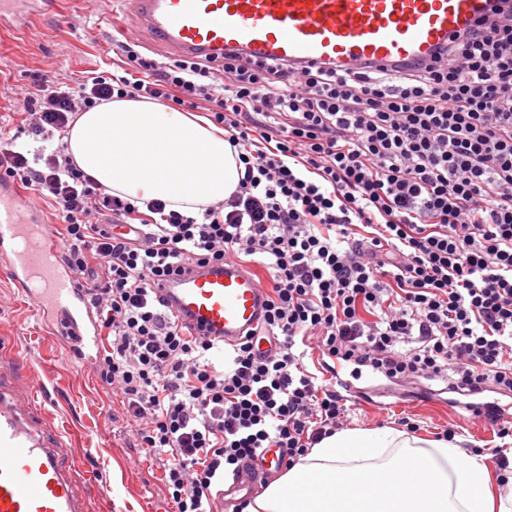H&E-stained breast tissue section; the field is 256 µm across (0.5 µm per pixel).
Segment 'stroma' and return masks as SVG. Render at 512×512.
I'll return each mask as SVG.
<instances>
[{
	"label": "stroma",
	"mask_w": 512,
	"mask_h": 512,
	"mask_svg": "<svg viewBox=\"0 0 512 512\" xmlns=\"http://www.w3.org/2000/svg\"><path fill=\"white\" fill-rule=\"evenodd\" d=\"M70 8V22L50 12L38 16L24 34L0 30V127L18 129L21 117L14 94L40 80L62 76L77 81L93 71L126 75L128 67L112 42L113 22L124 24L144 56L169 62V55L136 27L125 0H72ZM0 345L24 357L27 367L18 374L16 386L22 390L33 381L43 385V416L64 430L69 455L96 479L91 512H100L107 502L112 512H171L161 468L135 447L94 360L71 357L69 344L41 323L34 304L1 275ZM342 377L356 389L358 408L351 427H393L399 418L412 416L424 438L456 423L462 448L497 443L484 423L468 421L450 406L441 382H391L366 370L357 378L348 371Z\"/></svg>",
	"instance_id": "35a3bbf8"
}]
</instances>
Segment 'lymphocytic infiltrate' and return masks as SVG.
Listing matches in <instances>:
<instances>
[{
	"label": "lymphocytic infiltrate",
	"mask_w": 512,
	"mask_h": 512,
	"mask_svg": "<svg viewBox=\"0 0 512 512\" xmlns=\"http://www.w3.org/2000/svg\"><path fill=\"white\" fill-rule=\"evenodd\" d=\"M134 78L56 77L18 93L33 135L112 98L210 104L244 174L201 218L112 195L58 144L43 166L0 135V176L56 210L95 311L96 370L174 512L265 448L289 467L341 429L346 365L449 392H512V17L495 10L399 79L364 65H169L136 43ZM260 265L270 296L255 350L195 336L150 284L211 261Z\"/></svg>",
	"instance_id": "obj_1"
}]
</instances>
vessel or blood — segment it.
Instances as JSON below:
<instances>
[{
	"instance_id": "vessel-or-blood-1",
	"label": "vessel or blood",
	"mask_w": 512,
	"mask_h": 512,
	"mask_svg": "<svg viewBox=\"0 0 512 512\" xmlns=\"http://www.w3.org/2000/svg\"><path fill=\"white\" fill-rule=\"evenodd\" d=\"M61 0H0V26L21 28ZM135 22L180 58L244 52L263 62L331 64L343 72L431 58L478 25L492 0H132ZM63 246L14 183L0 179V272L38 308L47 328L99 351L91 307ZM156 293L196 330L233 345L264 318L268 295L254 272L225 261L161 283ZM0 370V512H89V486L63 439L37 413L40 386L17 396Z\"/></svg>"
}]
</instances>
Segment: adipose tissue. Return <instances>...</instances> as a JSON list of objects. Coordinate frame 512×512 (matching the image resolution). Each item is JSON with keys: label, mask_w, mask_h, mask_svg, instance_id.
<instances>
[{"label": "adipose tissue", "mask_w": 512, "mask_h": 512, "mask_svg": "<svg viewBox=\"0 0 512 512\" xmlns=\"http://www.w3.org/2000/svg\"><path fill=\"white\" fill-rule=\"evenodd\" d=\"M64 141L112 195L196 218L229 198L244 171L222 129L151 100L80 113ZM244 512H512V490L492 497L484 456L463 457L456 442L354 428L324 438Z\"/></svg>", "instance_id": "obj_1"}]
</instances>
